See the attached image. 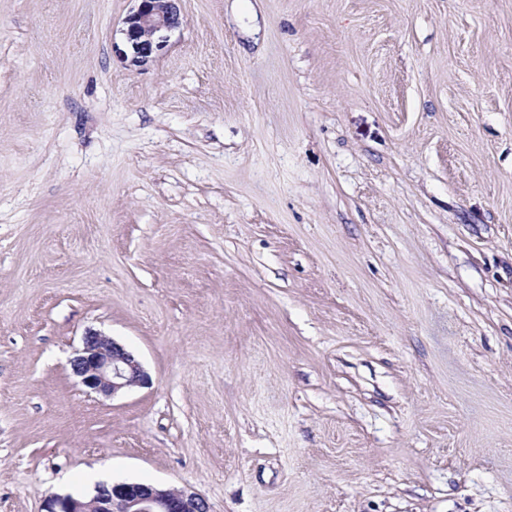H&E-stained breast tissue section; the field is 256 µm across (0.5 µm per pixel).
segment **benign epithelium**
Returning a JSON list of instances; mask_svg holds the SVG:
<instances>
[{
  "label": "benign epithelium",
  "mask_w": 512,
  "mask_h": 512,
  "mask_svg": "<svg viewBox=\"0 0 512 512\" xmlns=\"http://www.w3.org/2000/svg\"><path fill=\"white\" fill-rule=\"evenodd\" d=\"M120 29L121 54L134 65L162 53L170 34L182 24L181 0H133ZM73 374L89 390L105 396L143 387L149 376L133 353L111 337L89 330L82 347L70 361ZM45 512H207L195 492L162 489L139 483H112L96 487L90 500L57 495L48 500Z\"/></svg>",
  "instance_id": "benign-epithelium-1"
}]
</instances>
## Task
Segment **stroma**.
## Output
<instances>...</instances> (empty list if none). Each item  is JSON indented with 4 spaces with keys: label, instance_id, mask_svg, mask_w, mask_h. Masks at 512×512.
<instances>
[{
    "label": "stroma",
    "instance_id": "obj_1",
    "mask_svg": "<svg viewBox=\"0 0 512 512\" xmlns=\"http://www.w3.org/2000/svg\"><path fill=\"white\" fill-rule=\"evenodd\" d=\"M130 8L0 0V512H512V0ZM130 1L135 3L120 29L125 49H118L132 64H144L168 47L170 34L181 26L182 0ZM70 364L73 374L87 389L112 398L149 383L148 374L133 353L111 337L90 329ZM89 501L57 495L44 512H206L205 501L195 492L162 489L139 483H112L96 487Z\"/></svg>",
    "mask_w": 512,
    "mask_h": 512
}]
</instances>
